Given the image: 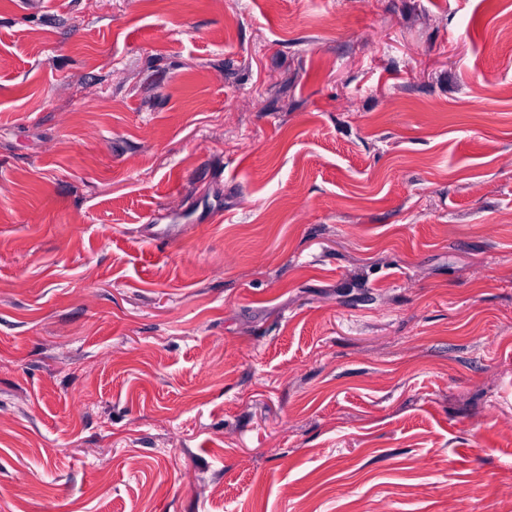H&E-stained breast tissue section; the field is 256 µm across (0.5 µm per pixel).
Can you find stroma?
I'll use <instances>...</instances> for the list:
<instances>
[{
    "instance_id": "35a3bbf8",
    "label": "stroma",
    "mask_w": 512,
    "mask_h": 512,
    "mask_svg": "<svg viewBox=\"0 0 512 512\" xmlns=\"http://www.w3.org/2000/svg\"><path fill=\"white\" fill-rule=\"evenodd\" d=\"M510 17L0 0V512H512Z\"/></svg>"
}]
</instances>
